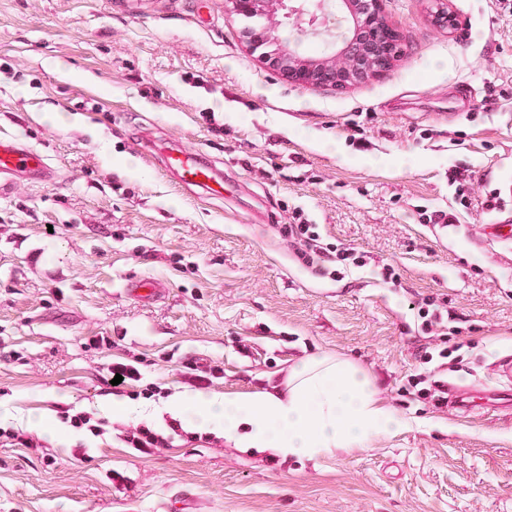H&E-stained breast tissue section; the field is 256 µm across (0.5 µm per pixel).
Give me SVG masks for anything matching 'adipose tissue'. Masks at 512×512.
Instances as JSON below:
<instances>
[{"label": "adipose tissue", "instance_id": "obj_1", "mask_svg": "<svg viewBox=\"0 0 512 512\" xmlns=\"http://www.w3.org/2000/svg\"><path fill=\"white\" fill-rule=\"evenodd\" d=\"M104 405L124 417L165 413L236 447L271 449L285 458L364 449L408 425L380 398L370 373L331 354L295 364L282 385L266 391L176 393L152 408L112 397Z\"/></svg>", "mask_w": 512, "mask_h": 512}]
</instances>
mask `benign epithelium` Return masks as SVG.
Masks as SVG:
<instances>
[{
	"label": "benign epithelium",
	"instance_id": "1",
	"mask_svg": "<svg viewBox=\"0 0 512 512\" xmlns=\"http://www.w3.org/2000/svg\"><path fill=\"white\" fill-rule=\"evenodd\" d=\"M432 22L445 28L457 23L448 9V0H435ZM384 0H334L336 14L345 19L344 36L336 41L330 57L324 61L299 58L293 43L279 34L288 17L308 16L307 36L320 35L318 11L324 7L316 0L309 8L305 0H224V8L237 17L257 18L247 32L249 47L260 51L261 60L277 71L289 84L343 91L350 86L380 77L394 67L402 56V38L384 15Z\"/></svg>",
	"mask_w": 512,
	"mask_h": 512
}]
</instances>
